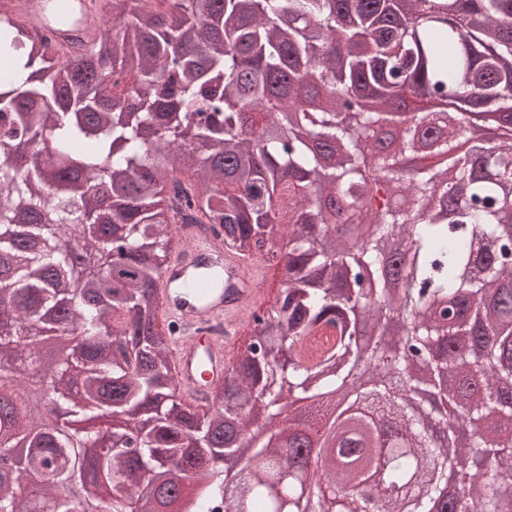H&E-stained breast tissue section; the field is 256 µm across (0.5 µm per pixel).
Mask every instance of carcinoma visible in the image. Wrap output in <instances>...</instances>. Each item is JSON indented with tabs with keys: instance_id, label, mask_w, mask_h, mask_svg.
<instances>
[{
	"instance_id": "1",
	"label": "carcinoma",
	"mask_w": 512,
	"mask_h": 512,
	"mask_svg": "<svg viewBox=\"0 0 512 512\" xmlns=\"http://www.w3.org/2000/svg\"><path fill=\"white\" fill-rule=\"evenodd\" d=\"M112 25L70 59L30 25L0 13V252L14 262L0 282V380L20 385L37 368L42 398L81 419L133 409L139 446L111 431L39 429L22 391L0 395V512H87L70 489L96 462L110 489L98 512H134L147 477L159 488L192 476L202 454L251 456L235 494L224 471L202 478L190 512H512V331L499 327L512 296V107L497 113L509 136L473 145L455 170L459 111L512 92V0H108ZM315 62L317 86L298 77ZM115 76L111 83L101 73ZM371 88L377 108L355 106ZM410 101L402 147L434 133L451 179L425 170L408 187L389 175L392 155L367 134L390 101ZM358 118L352 128L336 114ZM190 176L184 180L183 172ZM407 189L414 211L389 197ZM377 229L363 250H336L323 200ZM288 215V280L262 328L211 393L203 421L177 395L157 328L159 275L173 224H217L230 248L256 251L254 231ZM125 225L114 237L112 225ZM410 254L404 285L367 312L379 333L400 310L402 334L367 346L352 335L364 293L383 291V243ZM440 365L465 401L457 417L474 433L485 407L502 423L484 445L492 466L467 471L470 494L445 487L448 422L419 404L409 354ZM58 334L75 348L49 364ZM377 373L359 383L360 363ZM295 394L304 413L275 431L288 448L243 438ZM28 443L23 456L15 443ZM388 457L370 510L355 493Z\"/></svg>"
}]
</instances>
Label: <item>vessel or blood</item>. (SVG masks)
<instances>
[{"label":"vessel or blood","instance_id":"obj_1","mask_svg":"<svg viewBox=\"0 0 512 512\" xmlns=\"http://www.w3.org/2000/svg\"><path fill=\"white\" fill-rule=\"evenodd\" d=\"M15 12L36 21L67 53L88 48L104 26L102 0H15ZM171 251L160 276L158 317L170 340L177 389L195 404L223 384L241 331L266 305L268 258L227 250L221 237L198 224L176 225Z\"/></svg>","mask_w":512,"mask_h":512}]
</instances>
